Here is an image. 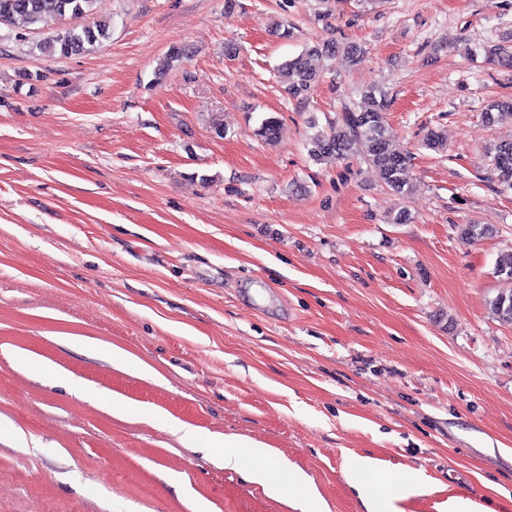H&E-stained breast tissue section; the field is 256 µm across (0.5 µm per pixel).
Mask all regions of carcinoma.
I'll use <instances>...</instances> for the list:
<instances>
[{
  "mask_svg": "<svg viewBox=\"0 0 512 512\" xmlns=\"http://www.w3.org/2000/svg\"><path fill=\"white\" fill-rule=\"evenodd\" d=\"M94 0H0V23L17 18L28 24H37L51 14L60 18H81L87 15ZM108 38V27L102 24L70 27L49 37L41 50L63 57L80 54ZM487 58L503 66L512 67V38H501L485 48ZM343 56L356 64L365 56L364 48L356 42L328 41L305 48L296 57L281 65L280 74L286 82L290 98L307 101L321 84L329 62ZM365 107L350 103L343 106L339 117L327 132H318L306 143L308 156L313 161L324 158L343 160L356 149L378 169L387 187L397 196L411 192L405 173L409 156L393 145V135L387 121L390 107L388 92L375 86L362 90ZM512 116V101L498 100L484 112L487 123ZM494 171L498 180L512 188V141L501 142L493 148ZM491 311L501 320L512 322V295L498 296L490 303Z\"/></svg>",
  "mask_w": 512,
  "mask_h": 512,
  "instance_id": "obj_1",
  "label": "carcinoma"
}]
</instances>
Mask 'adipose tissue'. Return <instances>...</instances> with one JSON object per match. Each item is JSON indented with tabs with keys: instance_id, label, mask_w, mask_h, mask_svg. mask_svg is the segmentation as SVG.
<instances>
[{
	"instance_id": "adipose-tissue-1",
	"label": "adipose tissue",
	"mask_w": 512,
	"mask_h": 512,
	"mask_svg": "<svg viewBox=\"0 0 512 512\" xmlns=\"http://www.w3.org/2000/svg\"><path fill=\"white\" fill-rule=\"evenodd\" d=\"M168 427L188 444L213 451L225 466L248 467L252 478L272 492H283L285 484L296 481L287 461L273 456L259 443L230 440L173 421Z\"/></svg>"
}]
</instances>
